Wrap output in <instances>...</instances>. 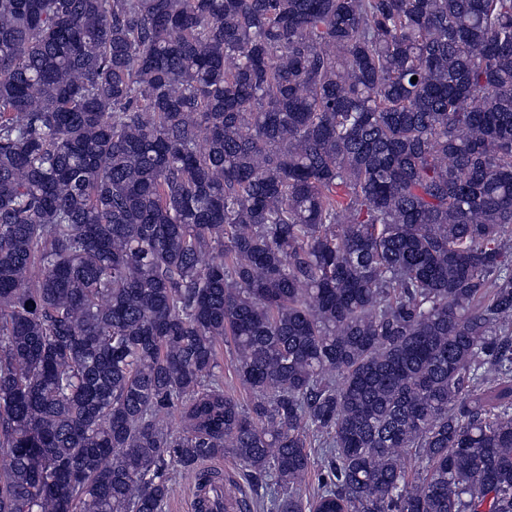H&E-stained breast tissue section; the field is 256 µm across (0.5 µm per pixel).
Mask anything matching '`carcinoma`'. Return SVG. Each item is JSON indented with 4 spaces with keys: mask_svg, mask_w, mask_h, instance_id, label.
Here are the masks:
<instances>
[{
    "mask_svg": "<svg viewBox=\"0 0 512 512\" xmlns=\"http://www.w3.org/2000/svg\"><path fill=\"white\" fill-rule=\"evenodd\" d=\"M228 449L512 512V0H0V512H240ZM218 353L221 359V371L224 375V391L232 395L244 408L249 407L251 405L252 395L239 385L234 375L231 367L234 349L229 340L224 339V345L218 347ZM172 492L166 503L165 512H192L197 510L195 497L189 509V492L192 490L191 482L183 475L179 468L170 466Z\"/></svg>",
    "mask_w": 512,
    "mask_h": 512,
    "instance_id": "obj_1",
    "label": "carcinoma"
}]
</instances>
